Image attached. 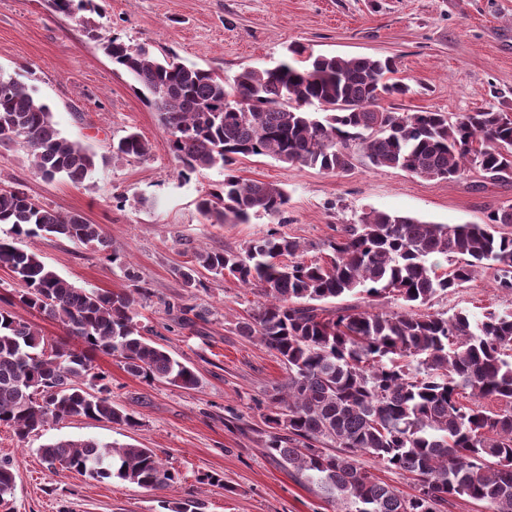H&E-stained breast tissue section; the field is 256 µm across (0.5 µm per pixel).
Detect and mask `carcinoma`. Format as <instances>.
<instances>
[{
	"instance_id": "1",
	"label": "carcinoma",
	"mask_w": 512,
	"mask_h": 512,
	"mask_svg": "<svg viewBox=\"0 0 512 512\" xmlns=\"http://www.w3.org/2000/svg\"><path fill=\"white\" fill-rule=\"evenodd\" d=\"M51 4L72 16L99 10L93 0ZM103 49L160 113L179 174L224 170V182L197 204L212 224L285 211L288 196L279 184L233 174L237 159L248 156L336 174L362 158L374 168L427 179H456L471 170L493 181L512 179V112L488 107L450 117L385 108L382 96L409 92L391 77V58L313 57L293 45L291 59L277 67L248 68L226 80L118 37ZM19 139L44 178L81 184L96 166L95 154L62 136L48 104L0 75V145ZM112 153L142 158L149 144L130 132L112 144ZM0 224L10 225L11 234L0 238V266L23 284L19 302L60 323L82 345L51 342L0 308V426L22 438L72 416L139 426L134 412L112 403L105 374L93 372L96 352L150 384L197 388L191 367L144 337L151 329L136 321V306L147 288L136 276L119 291L76 288L38 254L15 245L45 231L106 252L111 242L100 225L37 204L20 185L0 189ZM502 224H512L511 205L492 211L484 224H434L370 210L342 225L322 262L305 261L306 246L273 230L242 252L195 253V266L180 271L185 287L203 286L200 267L227 273L264 298L238 329L287 367L270 395L266 453L352 512H448L458 499L512 512V312L461 310L446 317L427 311L435 295L463 287L483 268L493 270L495 287L512 292V237L498 231ZM436 256L448 268L438 270L431 262ZM358 294L365 302L342 303ZM382 296L403 307L376 308ZM333 300L336 306H325ZM176 311L185 324L207 321L192 306ZM478 398L504 408L488 411ZM40 452L52 472L76 470L147 490L177 482L150 448L85 439L48 443ZM364 455L409 474L417 493L381 481L363 465ZM14 483L12 463L1 461L0 512H10Z\"/></svg>"
}]
</instances>
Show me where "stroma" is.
I'll return each mask as SVG.
<instances>
[{
    "instance_id": "stroma-1",
    "label": "stroma",
    "mask_w": 512,
    "mask_h": 512,
    "mask_svg": "<svg viewBox=\"0 0 512 512\" xmlns=\"http://www.w3.org/2000/svg\"><path fill=\"white\" fill-rule=\"evenodd\" d=\"M100 12L81 19L55 11L50 0H0V75L24 84L48 104L61 133L95 153L97 164L79 185L34 173L20 145L0 146V188L23 185L36 202L78 213L100 225L118 260L92 244L41 232L18 240L75 287L127 288L134 272L148 299L137 321L152 327L155 343L197 374L196 389L145 383L118 359L96 354V371L112 383L114 402L133 411L134 429L104 420L68 418L19 437L0 428V460L16 470L13 512H173L195 500L201 512H337L315 483L266 454L267 397L286 370L237 324L262 297L230 275L199 271L202 285L184 287L181 269L199 251H241L274 230L306 245V260L324 258L338 227L362 212L411 215L435 224H481L512 205V182L470 171L454 180H429L399 169L358 162L332 174L270 156L240 159L244 180L286 189L282 218L253 215L245 224H210L200 197L224 180L220 168L179 177L158 112L136 83L103 52L120 37L155 56L177 55L223 78L247 68H272L287 47L300 43L316 55L391 57L405 96L383 99L403 112H470L492 105L512 112V0H98ZM135 131L150 145L141 159L118 158L112 143ZM21 282L0 267V307L36 325L51 341L66 340L62 326L23 307ZM206 311L207 322L179 325L170 304ZM432 311H512V293L483 273L436 295ZM60 439H96L153 449L178 475L177 483L147 491L120 479L95 480L74 471L50 473L39 449ZM222 476L211 484L207 475Z\"/></svg>"
}]
</instances>
